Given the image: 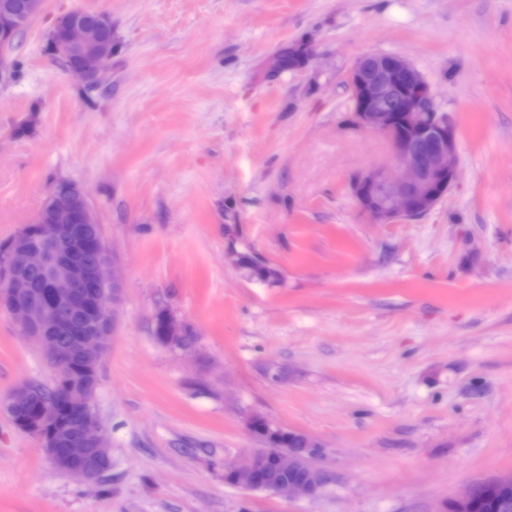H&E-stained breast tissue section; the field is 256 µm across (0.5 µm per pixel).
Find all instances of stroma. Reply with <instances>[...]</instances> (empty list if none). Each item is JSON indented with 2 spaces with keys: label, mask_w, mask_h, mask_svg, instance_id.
Listing matches in <instances>:
<instances>
[{
  "label": "stroma",
  "mask_w": 512,
  "mask_h": 512,
  "mask_svg": "<svg viewBox=\"0 0 512 512\" xmlns=\"http://www.w3.org/2000/svg\"><path fill=\"white\" fill-rule=\"evenodd\" d=\"M78 9L112 21L91 93L48 49ZM372 51L406 54L457 128L459 179L417 220L371 223L350 192L392 162L350 122ZM0 59V242L63 179L124 273L94 400L111 468L70 477L0 410V512H444L512 471V0H44ZM163 307L191 350L155 337ZM52 378L0 310V401ZM249 413L323 444L319 496L225 482Z\"/></svg>",
  "instance_id": "stroma-1"
}]
</instances>
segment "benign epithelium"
I'll list each match as a JSON object with an SVG mask.
<instances>
[{
	"instance_id": "obj_1",
	"label": "benign epithelium",
	"mask_w": 512,
	"mask_h": 512,
	"mask_svg": "<svg viewBox=\"0 0 512 512\" xmlns=\"http://www.w3.org/2000/svg\"><path fill=\"white\" fill-rule=\"evenodd\" d=\"M43 0L0 3V43H9L36 15ZM108 27L100 11L75 10L55 24L50 35L54 53L73 73L92 83L112 60V45L96 39L88 26ZM352 123L382 133L393 165L368 168L353 178L350 190L360 210L373 224H395L432 211L449 193L458 174V140L454 123L442 110L425 75L404 54L368 52L347 75ZM98 219L85 192L72 183L47 193L37 232L22 230L0 261V308L20 332L37 345L56 369L78 409V420L62 425L51 408L39 410L30 430L37 434L54 464L71 476L98 478L111 466L110 448L93 409L98 387L95 374L115 326L114 307L122 300L123 278L102 236L94 232ZM46 278L41 291L31 279ZM187 324L170 314L160 342L174 348ZM81 360L85 383L70 384L69 371ZM300 448H270L251 453L230 465L246 480L238 487L254 492L264 473L273 469L285 478L272 492L314 497L327 477L316 465L323 445L301 435ZM298 472V477H287ZM512 504V471L477 483L448 501L447 512H472L478 500Z\"/></svg>"
}]
</instances>
